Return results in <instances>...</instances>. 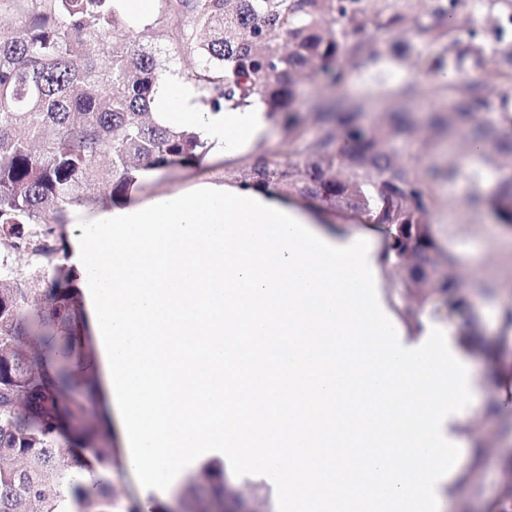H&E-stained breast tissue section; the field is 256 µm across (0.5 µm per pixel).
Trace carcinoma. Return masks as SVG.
Masks as SVG:
<instances>
[{"label":"carcinoma","instance_id":"obj_1","mask_svg":"<svg viewBox=\"0 0 512 512\" xmlns=\"http://www.w3.org/2000/svg\"><path fill=\"white\" fill-rule=\"evenodd\" d=\"M187 16L179 52L199 58L194 84L212 108L258 104L268 116L288 114L301 137L293 103L297 76L314 71L332 94L313 108L323 134L305 171L280 172L264 161L255 184L277 181L285 194L312 200L386 228L382 258L399 285L424 308L443 297L448 312L469 303L461 272L434 240L425 196L428 172L394 148L399 129L359 123L347 105L351 76L375 65L380 36L409 32L429 53L422 72L437 77L448 64L485 69L483 49L463 43L445 0H162ZM16 27L0 36V512H114L117 500L89 488L74 469V450H94L99 467L112 463V432L92 407L96 375L65 363L50 367L30 349L37 317L81 335L80 276L60 262L57 229L77 206H115L142 187V173L198 162L207 152L189 127L161 125L153 93L175 57L133 26L115 0H0V16ZM507 81L477 76L435 87L468 152L494 142L512 154V48L498 54ZM485 190L488 173L451 166L443 179L464 178L470 200L512 224V165ZM28 255L24 272L9 263ZM499 379L512 383V304L502 308ZM212 503L226 497L224 471L202 469ZM494 512H512V460Z\"/></svg>","mask_w":512,"mask_h":512}]
</instances>
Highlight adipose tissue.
<instances>
[{"label": "adipose tissue", "mask_w": 512, "mask_h": 512, "mask_svg": "<svg viewBox=\"0 0 512 512\" xmlns=\"http://www.w3.org/2000/svg\"><path fill=\"white\" fill-rule=\"evenodd\" d=\"M194 85L172 75L152 110L170 126L240 152L263 139L258 105L197 111ZM89 319L102 340L103 380L125 465L157 490L201 448H223L272 477L290 512H415L445 477L448 405L472 406L468 372L442 383L452 328L423 352L385 346L396 326L377 317L361 239L340 245L319 212L274 185L206 184L190 195L129 198L96 214L72 243ZM279 339L276 351L261 340ZM258 380L254 407L230 389ZM297 394L288 442L270 432L284 390ZM384 392L365 431L347 428L351 395ZM425 409L418 447L407 426ZM286 446L297 468L273 448ZM418 471H411L410 463Z\"/></svg>", "instance_id": "obj_1"}]
</instances>
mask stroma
Masks as SVG:
<instances>
[{
	"mask_svg": "<svg viewBox=\"0 0 512 512\" xmlns=\"http://www.w3.org/2000/svg\"><path fill=\"white\" fill-rule=\"evenodd\" d=\"M504 10L501 0H462L453 8L463 36L469 37L473 45L488 50L512 46V25L503 24L501 19ZM397 46L405 48L406 53L401 62L389 63V84L393 87L410 84L417 88L413 120L419 128L415 138L398 136V148L405 157L419 160L425 165L457 161L458 156L449 151L447 140L437 138L426 122L435 100L429 93L430 78L421 75L416 66L421 46L401 35H389L378 42V48L384 54ZM374 79L371 73L356 76L349 95L363 107V124H387L391 122L396 107ZM324 93L323 83L316 75H308L299 84L295 110L308 120L303 140L293 139L282 118L272 119L267 137L244 153L228 158L221 148L209 146L198 163L161 169L155 178L145 181L139 191L140 196L148 199L160 194H186L205 183L245 184L250 180L249 172L253 164L260 160L269 162L272 168L281 171L301 170L304 145L314 143L321 134L318 124L311 120L310 115L315 101ZM434 192L453 201L452 207L433 210V231L437 243L453 255L458 269L467 273V291L472 305L453 315L443 308L435 312L428 307L423 309L422 314L433 325H449L458 330L465 329L470 321H478V337L484 343L486 352L482 356L466 359L471 373L473 410L486 415V423L495 429L499 441L495 450L480 448L474 436L463 431L464 417L456 411H449L444 423L448 441V475L437 485L435 503H422L418 512H491L498 497L504 462L512 457V398L507 397L505 390L493 387L497 367L492 355L501 333V309L504 304L512 303V244H505V228L493 221L487 207L471 204L466 185L442 183L435 186ZM324 219L335 226L339 237L366 236L370 261L381 274V285L393 287L390 298L375 302L374 307L380 318H393L403 308L405 298L394 287L396 278L391 265L381 258L377 229L342 212L325 213ZM468 251L475 252L477 256L474 264H467L463 260ZM207 462L223 463L228 479L261 489L269 496L274 512H285V504L273 482L255 476L242 461L229 456L222 448H202L197 451L192 467L180 486L181 493L189 492L194 498H202L200 469ZM452 484L459 487V498L455 501L448 497V487Z\"/></svg>",
	"mask_w": 512,
	"mask_h": 512,
	"instance_id": "35a3bbf8",
	"label": "stroma"
}]
</instances>
